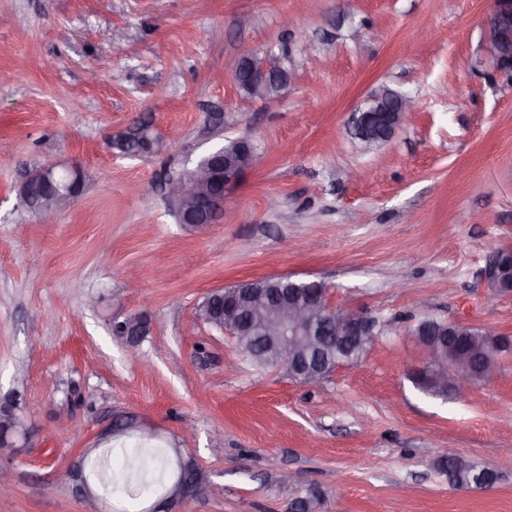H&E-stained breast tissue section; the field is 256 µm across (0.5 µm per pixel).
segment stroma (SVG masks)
<instances>
[{"label":"stroma","mask_w":512,"mask_h":512,"mask_svg":"<svg viewBox=\"0 0 512 512\" xmlns=\"http://www.w3.org/2000/svg\"><path fill=\"white\" fill-rule=\"evenodd\" d=\"M490 4L0 0V406L32 429L25 448H0L14 478L0 512H84L61 471L84 461L97 486L107 450L138 445L167 475L181 453L208 474L181 512H294L312 496L313 512H512V350L441 399L414 387L405 337L426 317L512 337V293L484 277L492 249L512 251V80L482 50ZM244 44L290 69L286 96L239 92ZM384 89L414 99V120L368 146L352 117ZM136 118L182 154L114 157L109 134ZM238 137L258 159L223 215L177 223L165 172ZM49 160L86 181L44 224L19 188ZM275 275L324 282L375 320L358 364L310 385L227 370L235 341L198 304ZM140 313L132 351L112 323ZM451 457L497 482L453 486Z\"/></svg>","instance_id":"stroma-1"}]
</instances>
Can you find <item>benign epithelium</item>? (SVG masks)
<instances>
[{"instance_id":"obj_1","label":"benign epithelium","mask_w":512,"mask_h":512,"mask_svg":"<svg viewBox=\"0 0 512 512\" xmlns=\"http://www.w3.org/2000/svg\"><path fill=\"white\" fill-rule=\"evenodd\" d=\"M512 29V0H492L483 32L482 46L485 55L497 71L512 79V42L506 33ZM235 84L245 90L251 99H270L271 91L285 93L291 80L290 71L280 65H271L270 60L260 59L251 47L241 49L233 74ZM390 113L382 131L360 122L354 134L366 141H388L415 112L414 101L394 91L386 90L374 96L366 112L380 109ZM144 121L134 120L126 127L109 136V147L122 149L130 145L146 153L149 148L141 146ZM234 151L227 154L220 146L204 155L205 162H196L187 167L178 177L164 181L167 199L177 208L182 224L200 227L208 222L212 213L224 209V198L235 188L239 179L256 161L255 149L247 139L232 142ZM85 185V172L77 162H48L33 170L26 177L21 197L27 204L37 208L41 219L50 223L55 215L71 206L81 195ZM501 253L495 251L489 259L485 276L488 283L500 290L512 291V276ZM295 291L278 298L263 292L245 290L237 285L215 292H224V314L215 317L219 331L240 341L253 342L254 318L261 319L260 329L264 341L276 347L279 354L277 370L296 375L308 367L310 358L324 342L321 330H326L330 339L342 342L371 344L375 340L373 321L361 310L338 305L331 300L329 291L318 296L303 297L296 292L307 287L304 281H291ZM146 315L140 314L112 324V333L125 340L130 349L146 335ZM472 328L462 323L448 324V335L435 336L420 328L410 332V338L423 352L424 362L412 369L415 375L423 370L431 371L430 377L450 393H459L473 384L471 361L475 357L494 360L499 349H509L507 343L492 328L478 335L485 336L488 350H483L471 338ZM63 478L74 482L73 492L82 499L85 512H100L98 499L87 486L77 482L73 468H68ZM210 490L207 475L190 458L178 457L177 475L172 488L163 498L155 501L143 512H179L185 497H198Z\"/></svg>"}]
</instances>
